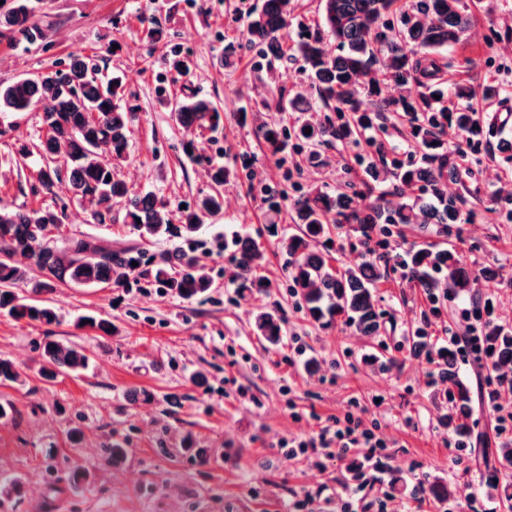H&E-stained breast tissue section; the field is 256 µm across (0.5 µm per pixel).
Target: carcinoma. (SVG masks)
Instances as JSON below:
<instances>
[{
	"label": "carcinoma",
	"instance_id": "carcinoma-1",
	"mask_svg": "<svg viewBox=\"0 0 512 512\" xmlns=\"http://www.w3.org/2000/svg\"><path fill=\"white\" fill-rule=\"evenodd\" d=\"M0 11V34L15 43H37L45 38L51 23L34 18L30 0H12ZM322 19L336 42L338 53L326 49L321 39L300 40L297 53L318 98L336 118L321 117L316 104L297 92L288 98V111L301 112L303 122L292 128L265 122L258 113L242 109L241 122L255 123L254 134L276 156L288 147H307L309 158H318L317 147L335 142L360 145L361 138L377 128L382 107L406 118L407 137L422 152L425 163L391 162L382 158V143L373 141L379 159L364 170L363 188L348 183L327 191L309 188L294 202L291 231L282 229L280 197L269 194L265 232L278 240L288 256L287 282L306 317L322 326L338 324L353 334L370 339L385 332V312L378 304V288L391 270L400 268L433 304L448 290L470 292L488 272H475L456 252L432 245H410L395 252L392 242L403 236V227L418 224L438 236L461 221L462 199L448 191V183L462 180L463 165L458 153L445 146L444 136L454 128L478 143L484 127L477 118L482 103L499 96L489 85L482 90L457 86V106H443L434 95L414 99L407 94L411 84L431 89L429 81L439 71V51L462 42L471 15L462 0H321ZM292 0H262L245 22L248 42L264 57L280 58L285 50L278 33L288 25ZM391 83L400 94L379 99L381 86ZM157 103L172 112L187 130L216 131L224 126V112L214 101L195 93L179 99L157 89ZM42 112L45 138L41 142L43 166L38 180L49 189L57 182L67 186L70 197L91 199V218L96 224L112 223L114 205L121 206L124 223L142 239H165L171 248L150 255L138 247L112 249L89 236L61 241L52 229L62 224V214L50 210L13 209L0 205V309L16 319L50 324L57 319L46 300H32L20 294L30 279L21 260L40 273L32 287L35 293L51 292L58 282L95 287L101 284L127 286L139 276L152 274L159 288L175 292L184 300L200 297L212 288L210 268L196 256L195 237L205 219L224 211V186L239 178L238 169L224 164L210 168L212 192L181 210L173 223L167 204L153 192L135 193L117 171L130 149L132 125L137 107L123 104V80L99 77V65L89 56L72 53L67 60L30 77L0 83V112ZM311 133H305V130ZM65 155L73 167L66 174L50 165V159ZM353 233L366 247V259L356 267L338 263L339 250L333 232ZM137 266H132V263ZM265 252L250 236L238 240L232 259L230 282L241 299L266 293L263 270ZM257 335L271 346L286 334V319L278 310L255 314ZM486 356L498 385L512 393V328L486 321ZM412 348L436 364L437 377L445 388L434 398L448 401L443 426L448 437L463 438L471 433L469 421L474 407L469 386L459 377L457 351L434 348L427 333L415 332ZM40 374L53 379L66 371L84 369V349L48 340L42 348ZM499 468L493 474H512V443L497 451Z\"/></svg>",
	"mask_w": 512,
	"mask_h": 512
}]
</instances>
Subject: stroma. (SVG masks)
<instances>
[{
    "mask_svg": "<svg viewBox=\"0 0 512 512\" xmlns=\"http://www.w3.org/2000/svg\"><path fill=\"white\" fill-rule=\"evenodd\" d=\"M260 4L30 0L34 13L51 23L46 40L13 46L0 37V83L79 51L103 73L123 76L125 99L139 111L121 173L132 191L154 192L172 212L212 190L205 166L184 155V140L206 143L213 159L227 165L251 162L238 183L225 186L222 216L205 221L197 236L198 254L213 277L205 297L187 301L153 287L60 284L51 295L53 324L0 311V357L26 377L22 386L0 384V402L12 406L0 419V476L22 482L19 493L0 490V512H340L348 470L361 462L364 448L319 449L307 457L291 456L290 450L350 410L386 443L379 470L357 481L363 502H384L396 475L403 479L397 501L422 500L425 512H507L512 482L501 479L495 489L486 482L497 448L512 439L499 434L498 415L481 392L486 356L457 361L478 403L471 436L459 447L442 425L446 403L432 397L435 366L414 355L411 344L422 328L434 346L450 345L452 337L478 324L477 310L487 303L495 323L512 327V214L495 200L498 190L512 192V163L499 151L502 140H512V0H483L463 43L442 54L443 87L466 83L500 90L481 115L485 137L478 151L469 150L465 133H448L449 148L465 151L467 169L462 183L449 190L462 195L469 216L450 232L448 245L471 269L491 271V279L471 293L442 298L437 318L419 289L401 272L391 273L379 287L380 305L391 319L385 335L371 340L311 323L287 288V256L268 240L264 274L276 287L256 304L286 318V334L274 347L255 334L253 306L239 301L224 274L234 241L262 234V188L333 190L358 181L362 168L338 144L321 147L312 161L289 152L286 165H279L265 154L252 124L239 122L242 108L258 104L263 120L300 124L301 113L279 112L280 91L312 90L300 60L289 54L263 59L243 37L246 15ZM151 17L161 22L165 41L149 38ZM324 30L320 0H295L280 40L291 48L303 33ZM230 43L235 51L228 57L224 47ZM174 45L192 61L189 76L171 67ZM160 85L174 97L189 89L220 103L223 130L194 134L180 126L156 102ZM44 135L40 110L0 113V203L62 211L66 237L89 236L115 247L142 244L152 254L168 249L163 239L141 243L123 221L92 223L90 204L71 200L65 184L44 189L38 182L41 156L21 162L15 153L19 144L35 146ZM82 315L110 322L112 334L78 327ZM48 339L82 346L88 368L44 380L38 368ZM381 352L394 357L390 370L365 365L366 356ZM313 358L320 369L311 375L306 364ZM142 392L150 401L132 402ZM77 425L84 437L75 443L68 432ZM188 434L204 456L182 453ZM115 441L128 450L117 466L105 455ZM68 458L89 472L82 488L68 480ZM434 480L447 484V501L435 502L423 492V484Z\"/></svg>",
    "mask_w": 512,
    "mask_h": 512,
    "instance_id": "stroma-1",
    "label": "stroma"
}]
</instances>
